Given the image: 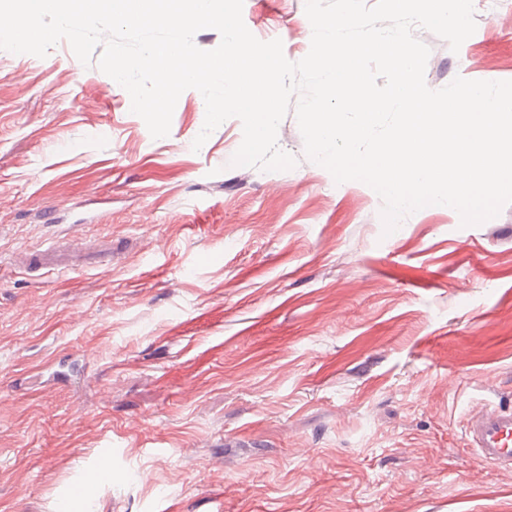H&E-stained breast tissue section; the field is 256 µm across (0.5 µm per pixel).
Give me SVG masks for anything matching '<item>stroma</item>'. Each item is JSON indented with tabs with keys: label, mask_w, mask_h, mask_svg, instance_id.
Returning <instances> with one entry per match:
<instances>
[{
	"label": "stroma",
	"mask_w": 512,
	"mask_h": 512,
	"mask_svg": "<svg viewBox=\"0 0 512 512\" xmlns=\"http://www.w3.org/2000/svg\"><path fill=\"white\" fill-rule=\"evenodd\" d=\"M430 49L425 82L512 80V0ZM304 58L305 0H244ZM202 94L152 138L68 41L0 50V512H512V474L462 427L512 400V204L478 226L307 159L234 166L232 117L192 144ZM55 242L109 259L24 263ZM112 478L99 480L102 464Z\"/></svg>",
	"instance_id": "1"
}]
</instances>
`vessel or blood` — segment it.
Instances as JSON below:
<instances>
[{
	"label": "vessel or blood",
	"mask_w": 512,
	"mask_h": 512,
	"mask_svg": "<svg viewBox=\"0 0 512 512\" xmlns=\"http://www.w3.org/2000/svg\"><path fill=\"white\" fill-rule=\"evenodd\" d=\"M35 261L49 270L68 266L61 246L52 244L37 251ZM465 433L478 460L512 471V406L502 403L488 404L484 410L472 415Z\"/></svg>",
	"instance_id": "obj_1"
}]
</instances>
